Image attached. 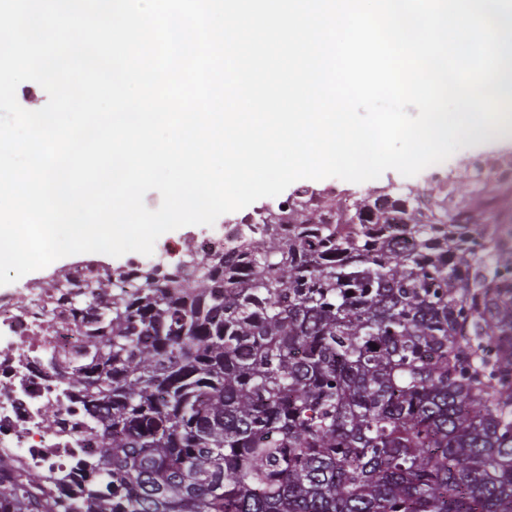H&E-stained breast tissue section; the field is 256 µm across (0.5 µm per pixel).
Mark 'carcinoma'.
I'll list each match as a JSON object with an SVG mask.
<instances>
[{"label": "carcinoma", "instance_id": "1", "mask_svg": "<svg viewBox=\"0 0 512 512\" xmlns=\"http://www.w3.org/2000/svg\"><path fill=\"white\" fill-rule=\"evenodd\" d=\"M469 179L297 190L182 277L94 279L97 477L77 502L18 471L0 512H512V223Z\"/></svg>", "mask_w": 512, "mask_h": 512}]
</instances>
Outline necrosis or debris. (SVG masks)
<instances>
[{"label": "necrosis or debris", "mask_w": 512, "mask_h": 512, "mask_svg": "<svg viewBox=\"0 0 512 512\" xmlns=\"http://www.w3.org/2000/svg\"><path fill=\"white\" fill-rule=\"evenodd\" d=\"M108 270L103 263L73 267L65 291L52 296L30 281L0 296V481L24 469L66 496L87 479L94 409L69 383L82 340L70 298ZM51 409L57 422L49 431L43 419Z\"/></svg>", "instance_id": "necrosis-or-debris-1"}]
</instances>
